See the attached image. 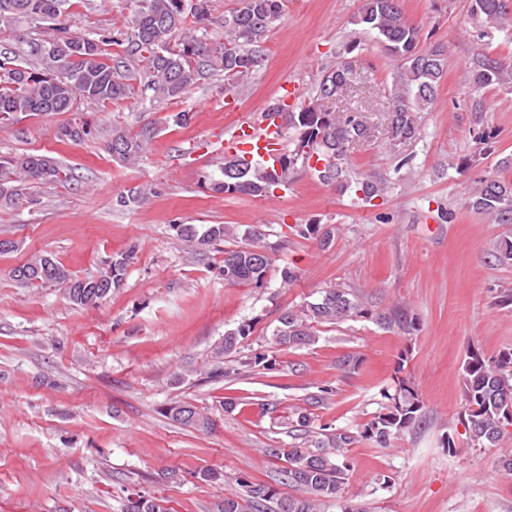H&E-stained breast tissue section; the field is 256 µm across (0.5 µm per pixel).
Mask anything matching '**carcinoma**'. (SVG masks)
<instances>
[{"label":"carcinoma","instance_id":"carcinoma-1","mask_svg":"<svg viewBox=\"0 0 512 512\" xmlns=\"http://www.w3.org/2000/svg\"><path fill=\"white\" fill-rule=\"evenodd\" d=\"M183 0H131V43L139 54L142 69L137 71L121 61H112L110 38H95L71 30L72 17L90 10L89 0H0V35L15 32L20 21L30 34L18 38L17 47L0 52V126L12 124L21 115L80 112L87 104L105 107L133 95L155 103L185 95L198 81L224 75V91L236 95L264 62V40L270 28L283 17L284 0H236L224 13V41L211 43L206 31L211 22L209 0L181 7ZM469 13L490 29H503L512 21V0H469ZM354 25L358 33L372 36L396 61L389 109L388 147L396 152L416 134L414 112L434 102L445 69L443 47L420 46V30L405 15L403 0H364ZM475 91L512 82V67L488 54L476 56L469 66ZM348 61L326 70L318 79L312 97L295 110L285 103L270 108L280 111L282 129L289 134L287 152L277 158L278 166L260 158L245 161L234 155L224 159L223 179L211 183L220 194L245 193L268 198L288 184L300 171L311 172L321 183L346 192L362 194L372 202L379 192L372 178H356L348 167L350 144L366 137L368 127L355 112L338 113L336 97L356 81ZM63 141L80 143L89 134L86 123L76 121L59 128ZM157 134L152 121L130 133L117 128L107 149L118 160L134 165L146 153ZM72 175L56 159L39 154L0 158V209H16L27 201L25 186L37 182L67 184ZM151 189L133 185L120 194L121 206L145 204ZM469 206L493 224L512 225V179L487 175L471 195ZM175 236L195 244V253L241 239L245 244L224 250V282L260 287L267 280L274 259L265 244L262 226L243 231L232 224H179ZM304 236H314L319 247H328L332 231L307 225ZM138 248L112 254L98 275L81 278L54 258L36 255L15 266L11 279L21 288L64 286L65 297L75 306L97 304L121 287L128 267L137 258ZM489 263L512 266V239L503 238L488 252ZM357 318H367L389 332L410 335L417 320L412 308L401 301L383 309L371 305L354 292L341 287L326 288L314 302L279 317L273 331L279 346L305 347L318 342L319 327ZM251 326L243 324L224 333L214 350L215 374H226L220 360L232 354L240 340L249 336ZM462 425L474 447L490 448L512 425V351L489 359L470 350L462 366ZM387 403L362 431L337 429L332 433L312 430L305 411L288 421L292 442L270 445L262 450L267 459L285 462L282 484L290 492L265 485L247 486V498L227 495L213 512H325L341 499L347 462L344 449L357 437L371 440L381 448L391 439L425 423L423 403L403 379L392 393H384ZM166 414L176 423L208 432L212 418L188 401H175ZM125 512H170L163 497L137 495L128 500Z\"/></svg>","mask_w":512,"mask_h":512}]
</instances>
